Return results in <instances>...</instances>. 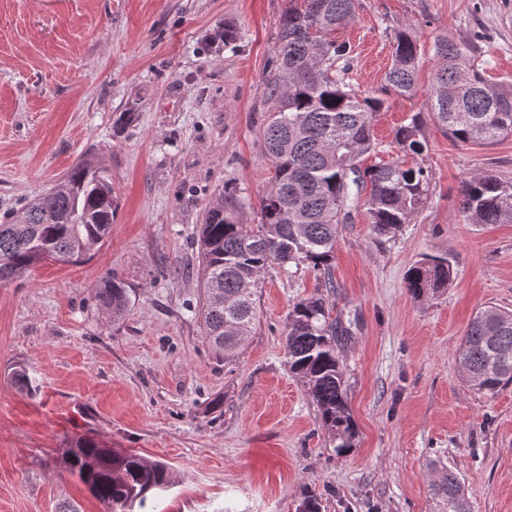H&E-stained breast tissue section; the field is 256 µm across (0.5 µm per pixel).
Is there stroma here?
<instances>
[{
	"label": "stroma",
	"mask_w": 512,
	"mask_h": 512,
	"mask_svg": "<svg viewBox=\"0 0 512 512\" xmlns=\"http://www.w3.org/2000/svg\"><path fill=\"white\" fill-rule=\"evenodd\" d=\"M288 0H0V215L18 211L83 161L109 175V236L80 263L45 261L0 283V512H108L61 455L90 435L168 464L174 483L148 512H432L440 460L456 471L469 512H512V384L474 393L458 364L474 314L512 309V224H467L460 188L472 174L512 181V135L463 144L426 114L435 39L473 42L491 81H512V0H358L337 29L348 81L381 96L370 163L404 159L431 177L411 223L376 237L353 210L336 243V314L355 446L337 455L302 383L288 370V310L315 272L264 274L261 318L230 360L203 331L199 226L217 202L258 221L271 165L259 138L262 80L274 68ZM232 25L237 49L215 37ZM410 29L413 96L383 95L394 34ZM129 113L117 124L119 113ZM422 116L421 155L394 131ZM448 258L452 282L417 300L407 270ZM128 290L119 320L94 293ZM26 365L35 393L11 371Z\"/></svg>",
	"instance_id": "1"
}]
</instances>
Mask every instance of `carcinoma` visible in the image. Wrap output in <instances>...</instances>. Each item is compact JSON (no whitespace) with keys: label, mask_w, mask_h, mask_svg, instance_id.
<instances>
[{"label":"carcinoma","mask_w":512,"mask_h":512,"mask_svg":"<svg viewBox=\"0 0 512 512\" xmlns=\"http://www.w3.org/2000/svg\"><path fill=\"white\" fill-rule=\"evenodd\" d=\"M356 8L357 0H288L276 66L262 83L269 116L260 138L273 172L258 223H241L238 210L221 202L208 210L199 231L205 338L217 356H232L256 327L254 296L266 271L305 263L318 273L315 292L288 312L285 347L288 369L305 387L338 454L352 447L355 435L342 352L352 332L333 317L340 227L361 202L376 236L394 234L421 210L430 184L421 166L394 161L361 168L377 152L373 123L384 100L346 83L349 50L331 38L354 20ZM434 57L426 111L436 122L462 143L491 145L511 135L512 83L487 80L467 42L438 39ZM417 67L416 41L406 29L396 32L387 88L413 94ZM394 143L404 154L423 152L420 115L396 130ZM114 211L112 182L88 163L77 165L64 182L0 222V283L23 278L43 261H81L108 235ZM460 213L467 224H512V182L473 174L462 186ZM452 279L448 259L424 257L407 270L405 283L422 299ZM95 298L112 318L125 313L121 283L103 282ZM460 365L476 393L492 397L512 384L511 311L486 306L475 313ZM62 461L112 512H134L173 485L167 465L89 436L72 438ZM429 469L434 512H467L457 472L437 460Z\"/></svg>","instance_id":"1"}]
</instances>
